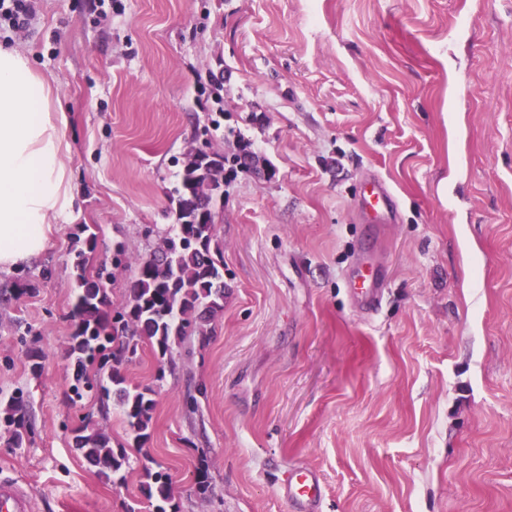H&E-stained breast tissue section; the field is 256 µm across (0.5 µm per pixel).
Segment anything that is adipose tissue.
<instances>
[{"label": "adipose tissue", "mask_w": 512, "mask_h": 512, "mask_svg": "<svg viewBox=\"0 0 512 512\" xmlns=\"http://www.w3.org/2000/svg\"><path fill=\"white\" fill-rule=\"evenodd\" d=\"M50 95L25 54L0 46V272L44 252L74 206L63 163L67 117L51 111Z\"/></svg>", "instance_id": "adipose-tissue-1"}]
</instances>
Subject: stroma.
Wrapping results in <instances>:
<instances>
[{"instance_id": "35a3bbf8", "label": "stroma", "mask_w": 512, "mask_h": 512, "mask_svg": "<svg viewBox=\"0 0 512 512\" xmlns=\"http://www.w3.org/2000/svg\"><path fill=\"white\" fill-rule=\"evenodd\" d=\"M0 45L66 112L76 197L40 257L0 272V398L33 426L17 448L0 421V470L37 512H153L157 467L178 512H290L294 463L322 474V512H512V0H39ZM241 137L273 173L228 178L215 206L223 312L172 365L146 348L125 368L156 390L143 454L117 399L71 391L69 251L87 225L90 270L116 239L145 255L175 222L189 148ZM369 177L396 211L365 316L345 278ZM21 276L35 292L14 293ZM86 419L128 444L123 483L72 448ZM169 481L170 476L167 473L146 470L142 493L149 501L156 503L155 512H176L170 504Z\"/></svg>"}]
</instances>
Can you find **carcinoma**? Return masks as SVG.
Returning a JSON list of instances; mask_svg holds the SVG:
<instances>
[{"instance_id": "1", "label": "carcinoma", "mask_w": 512, "mask_h": 512, "mask_svg": "<svg viewBox=\"0 0 512 512\" xmlns=\"http://www.w3.org/2000/svg\"><path fill=\"white\" fill-rule=\"evenodd\" d=\"M253 153L251 144L241 142L236 152H217L197 160L191 156L174 187L176 224L163 239V247L135 262L124 303L112 310L106 288L111 273L100 268L87 272V253L96 247L95 234L85 227L76 235L70 255L74 271L76 302L72 310L74 332L68 346L72 371V392L78 398L86 392L105 402L110 393L121 401L127 430L139 447L150 439L155 390L127 385L125 366L148 346L159 360L173 358L174 347L185 338L203 336L206 326L224 309V260L211 254L215 222L198 221L194 201L204 199L210 206L224 197L225 175L248 173L243 162ZM107 369L106 377L93 379L88 366ZM12 443L21 447L31 428L18 398L3 403ZM72 447L107 480L126 478L129 456L125 446L114 444L112 436L98 425L83 424L72 430ZM170 476L161 471L145 473L143 495L155 502V512H172Z\"/></svg>"}]
</instances>
